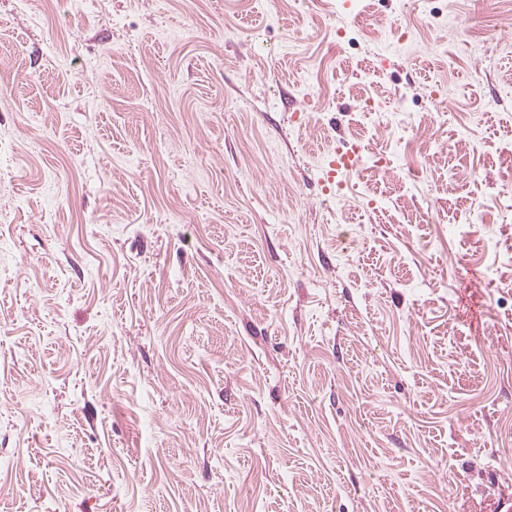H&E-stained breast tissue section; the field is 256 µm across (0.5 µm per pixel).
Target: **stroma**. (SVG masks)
<instances>
[{"mask_svg":"<svg viewBox=\"0 0 512 512\" xmlns=\"http://www.w3.org/2000/svg\"><path fill=\"white\" fill-rule=\"evenodd\" d=\"M0 512H512V0H0Z\"/></svg>","mask_w":512,"mask_h":512,"instance_id":"35a3bbf8","label":"stroma"}]
</instances>
